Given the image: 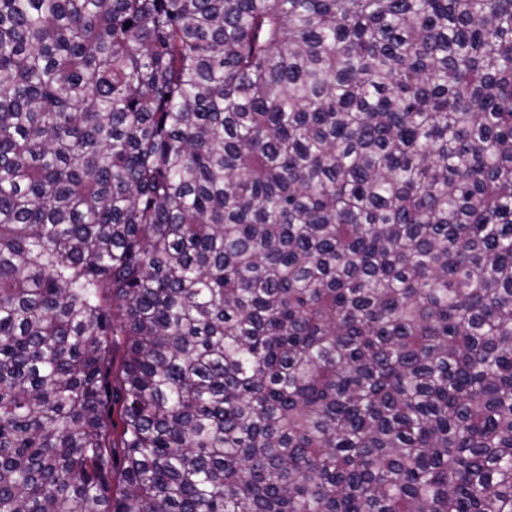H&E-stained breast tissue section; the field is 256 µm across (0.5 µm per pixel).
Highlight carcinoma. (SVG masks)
I'll list each match as a JSON object with an SVG mask.
<instances>
[{
	"label": "carcinoma",
	"instance_id": "carcinoma-1",
	"mask_svg": "<svg viewBox=\"0 0 512 512\" xmlns=\"http://www.w3.org/2000/svg\"><path fill=\"white\" fill-rule=\"evenodd\" d=\"M0 512H512V0H0Z\"/></svg>",
	"mask_w": 512,
	"mask_h": 512
}]
</instances>
